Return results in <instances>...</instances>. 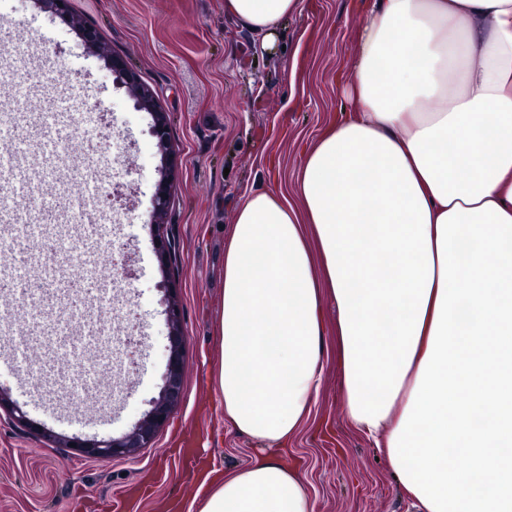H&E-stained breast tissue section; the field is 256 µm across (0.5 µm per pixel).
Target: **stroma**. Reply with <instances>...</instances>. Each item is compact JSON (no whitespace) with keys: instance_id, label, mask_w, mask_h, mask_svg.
Listing matches in <instances>:
<instances>
[{"instance_id":"stroma-1","label":"stroma","mask_w":512,"mask_h":512,"mask_svg":"<svg viewBox=\"0 0 512 512\" xmlns=\"http://www.w3.org/2000/svg\"><path fill=\"white\" fill-rule=\"evenodd\" d=\"M304 13L283 21L278 47L224 15V0H71L77 19L93 25L151 87L170 117L178 159L161 229L176 257L160 268L148 220L160 155L148 112L137 110L125 87L71 26L33 0H0V49L27 51L24 89L0 76V107L45 109L44 86L60 84L75 111L91 119L96 151L61 148V169L98 170L97 203L108 213L100 235L113 254L129 253L120 304L125 332L112 348L125 366L116 376L99 348L77 336L54 337L34 360L68 364L91 381L85 412L65 397H48L0 370V386L27 416L47 427L20 426L0 408V512H195L196 484L214 468L249 464L254 442L224 420L208 365L216 357L214 317L224 289V243L245 195L267 184L266 158L279 155V186L294 191L302 148L313 142L341 98L335 76L359 40L362 18L347 0H305ZM57 244L37 239L26 252L1 253L0 267L25 265L15 288L0 287V305L38 307L48 293L43 270ZM177 298L185 339L184 397L150 447L130 459H88L57 447L55 436L101 439L128 432L151 407L163 384L167 302ZM336 338L326 334L324 383L312 413L288 450L297 459L314 512H415L382 450L353 427L341 400Z\"/></svg>"}]
</instances>
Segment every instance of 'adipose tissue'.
<instances>
[{"instance_id":"obj_1","label":"adipose tissue","mask_w":512,"mask_h":512,"mask_svg":"<svg viewBox=\"0 0 512 512\" xmlns=\"http://www.w3.org/2000/svg\"><path fill=\"white\" fill-rule=\"evenodd\" d=\"M304 9L224 0L267 48ZM347 68L295 197L248 194L224 247L211 374L259 452L196 510L314 512L286 454L328 302L346 415L417 512H512V0H368Z\"/></svg>"}]
</instances>
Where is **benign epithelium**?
Masks as SVG:
<instances>
[{"mask_svg":"<svg viewBox=\"0 0 512 512\" xmlns=\"http://www.w3.org/2000/svg\"><path fill=\"white\" fill-rule=\"evenodd\" d=\"M34 3L51 15L62 18L67 24H72L70 0H34ZM78 32L88 51L95 54L100 52L101 36L96 28L82 24L78 26ZM102 59L107 69L126 86L135 100L136 107L152 116L151 133L156 139V146L161 154L160 179L156 184L153 195V211L150 215V224L156 228L163 223L170 204V175L176 166V158L169 149V116L156 102L152 89L141 81L135 71L127 68L120 56L112 53L102 56ZM154 249L159 262L164 266L168 265L172 255L170 241L156 233L154 234ZM166 315L168 325L167 363L159 397L152 401L151 409L135 423L129 432L119 437L103 439H82L77 436L61 437L59 441L63 447L72 446L79 455L87 458L112 459L128 457L137 449L147 448L152 444L158 429L183 399L184 338L179 327L180 308L176 302L168 304Z\"/></svg>","mask_w":512,"mask_h":512,"instance_id":"1","label":"benign epithelium"}]
</instances>
